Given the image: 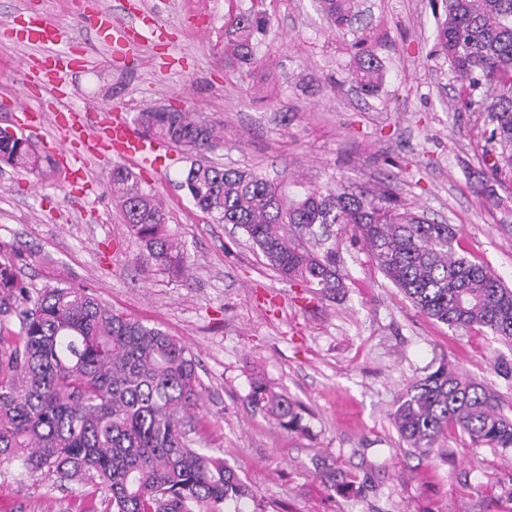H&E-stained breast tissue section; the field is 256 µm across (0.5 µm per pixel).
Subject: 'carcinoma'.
<instances>
[{
    "instance_id": "cac0c4a2",
    "label": "carcinoma",
    "mask_w": 512,
    "mask_h": 512,
    "mask_svg": "<svg viewBox=\"0 0 512 512\" xmlns=\"http://www.w3.org/2000/svg\"><path fill=\"white\" fill-rule=\"evenodd\" d=\"M337 36L353 35V78L378 91L383 65L360 20L358 0H321ZM437 52L460 82L456 106L489 114L492 174L512 168V0H443ZM270 18L235 17L233 56L248 64ZM136 121L151 136L188 150L220 141L188 111L146 109ZM37 172L41 157L23 137L0 136V167ZM124 222L143 260L172 276L187 256L168 230L155 194L125 166L112 168ZM181 186L201 210L242 229L285 282L335 295L345 288V241L365 248L379 271L421 312L448 325H479L512 342V288L458 253L456 232L400 204L386 190L304 188L251 169L192 164ZM20 255L0 245V466L39 472L59 483L90 479L110 494L112 512H223L249 493L224 458L192 447L186 422L201 408V382L188 347L157 326L116 312L89 289L34 288L17 275ZM251 403L290 430L301 415L257 381ZM392 419L414 451L430 454L448 428L475 447L512 450V417L484 383L441 366L411 383Z\"/></svg>"
}]
</instances>
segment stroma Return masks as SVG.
<instances>
[{
	"mask_svg": "<svg viewBox=\"0 0 512 512\" xmlns=\"http://www.w3.org/2000/svg\"><path fill=\"white\" fill-rule=\"evenodd\" d=\"M248 9L273 26L243 67L225 62L224 46ZM96 10L138 29L157 21L156 33L126 47L121 28L80 25ZM33 12L59 28L76 61L67 97L38 83V49L15 39ZM365 22L386 70L373 95L351 82L350 43L336 38L319 0H0V101L43 110L33 144L48 159L35 173L0 169V242L23 252L18 274L32 286L89 288L185 343L206 401L191 436L250 488L224 512H512L511 451L472 447L451 429L425 458L391 419L407 386L442 365L486 383L512 416V343L428 318L358 244L342 249L343 292L290 286L243 230L201 211L179 186L202 161L307 187H385L452 225L456 250L512 287V170L499 174L494 196L480 195L487 115L454 109L460 84L433 53L430 0H369ZM88 104L129 121L148 107L189 109L220 131L207 153L165 143L160 167H131L182 243L184 276L141 263L110 187L118 156L89 160L79 179L59 159L47 109ZM257 380L298 405L303 431L250 402ZM0 512H110V503L95 483L60 487L9 468L0 471Z\"/></svg>",
	"mask_w": 512,
	"mask_h": 512,
	"instance_id": "1",
	"label": "stroma"
}]
</instances>
